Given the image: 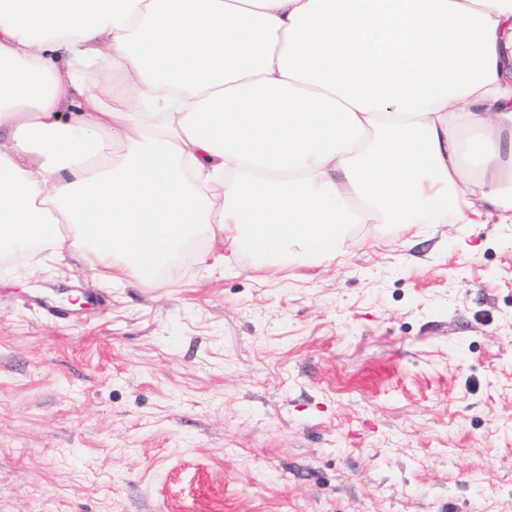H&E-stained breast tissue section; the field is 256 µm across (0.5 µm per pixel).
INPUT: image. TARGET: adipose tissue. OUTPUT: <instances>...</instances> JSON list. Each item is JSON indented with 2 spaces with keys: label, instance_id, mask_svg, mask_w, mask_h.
Instances as JSON below:
<instances>
[{
  "label": "adipose tissue",
  "instance_id": "1",
  "mask_svg": "<svg viewBox=\"0 0 512 512\" xmlns=\"http://www.w3.org/2000/svg\"><path fill=\"white\" fill-rule=\"evenodd\" d=\"M65 64H58V56ZM512 224V0H0V256L151 282Z\"/></svg>",
  "mask_w": 512,
  "mask_h": 512
}]
</instances>
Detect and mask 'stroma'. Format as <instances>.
<instances>
[{
  "label": "stroma",
  "mask_w": 512,
  "mask_h": 512,
  "mask_svg": "<svg viewBox=\"0 0 512 512\" xmlns=\"http://www.w3.org/2000/svg\"><path fill=\"white\" fill-rule=\"evenodd\" d=\"M413 232L146 285L0 260V512H512V224Z\"/></svg>",
  "instance_id": "35a3bbf8"
}]
</instances>
